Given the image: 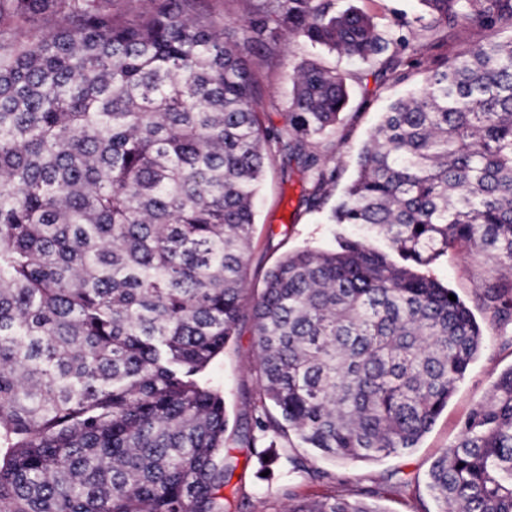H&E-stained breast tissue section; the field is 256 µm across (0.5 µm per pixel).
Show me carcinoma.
Masks as SVG:
<instances>
[{"label":"carcinoma","mask_w":512,"mask_h":512,"mask_svg":"<svg viewBox=\"0 0 512 512\" xmlns=\"http://www.w3.org/2000/svg\"><path fill=\"white\" fill-rule=\"evenodd\" d=\"M138 2L0 0V512H226L230 435L261 473L279 438L343 462L417 447L484 341L419 272L450 247L495 263L483 303L512 324V0H421L396 30L336 0H237L241 40L202 0ZM39 19L36 39L13 24ZM476 27L369 135L327 217L364 235L286 255L249 294L265 160H298L320 209L336 167L319 147L360 76L303 61L267 127L248 54L288 35L405 82L402 52ZM247 313L257 415L230 434L202 375ZM427 487L436 512H512V368ZM283 495L288 512H387L344 483Z\"/></svg>","instance_id":"1"}]
</instances>
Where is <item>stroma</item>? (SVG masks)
I'll use <instances>...</instances> for the list:
<instances>
[{"label": "stroma", "instance_id": "obj_1", "mask_svg": "<svg viewBox=\"0 0 512 512\" xmlns=\"http://www.w3.org/2000/svg\"><path fill=\"white\" fill-rule=\"evenodd\" d=\"M375 16L385 26L394 25L401 16L419 15V0H342ZM320 57L329 66L344 71L357 70L355 60L335 54H317L306 45L293 41L282 52L257 68L263 100L260 109L266 122L280 124L290 98L291 78L303 61ZM425 68L414 70L410 83H398L391 77L365 76L352 84L351 100L341 115L333 137L323 141V153L335 156L336 180L321 210L311 211L301 201L306 180L296 163L271 158L265 178L255 200L257 212L253 226L247 286L252 293L263 287L266 272L288 253L302 248L333 251L338 247L337 225L326 223L325 215L340 201L354 178L360 157L372 129L379 123L386 107L405 96L411 85L424 83ZM426 275L436 278L455 292L472 311L479 323L485 344L458 383L448 406L436 418L417 448L408 453L373 462L340 463L307 453L310 465L326 472L327 480L314 481L303 473L290 474L291 484L304 497H320L331 493L337 481L349 487L367 489L394 476L406 480V487L380 504L386 512H434L436 505L427 489V476L433 461L456 440L471 410L486 399L500 374L512 368V328L501 326L486 312L481 298L483 287L492 274V266L472 250L449 249L428 267ZM256 355L255 337L250 318H243L225 347L205 372L206 380L217 388L223 398L231 425H240L249 418L246 396L254 388L248 369ZM226 448L238 459V466L223 489L229 512H286L288 501L279 482H266L256 476L257 460L248 449L227 441Z\"/></svg>", "mask_w": 512, "mask_h": 512}]
</instances>
